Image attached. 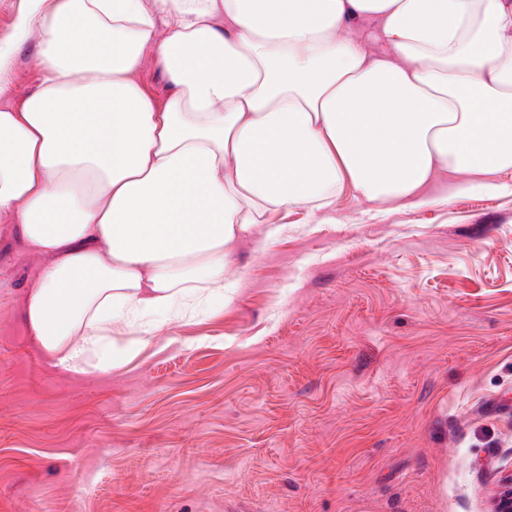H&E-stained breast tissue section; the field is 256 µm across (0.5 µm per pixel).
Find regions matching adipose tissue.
<instances>
[{"label":"adipose tissue","instance_id":"1","mask_svg":"<svg viewBox=\"0 0 512 512\" xmlns=\"http://www.w3.org/2000/svg\"><path fill=\"white\" fill-rule=\"evenodd\" d=\"M511 169L512 0H23L0 41V235L44 260L24 319L67 370L223 296L236 241L277 213L347 185L420 208L438 177ZM37 48V39L31 38L24 45L13 74L11 100L18 105L23 97L39 82L40 74L31 66L30 57ZM143 81L148 90L160 101H164L168 95L166 80L162 72L152 63L147 61Z\"/></svg>","mask_w":512,"mask_h":512}]
</instances>
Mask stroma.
I'll list each match as a JSON object with an SVG mask.
<instances>
[{"label": "stroma", "mask_w": 512, "mask_h": 512, "mask_svg": "<svg viewBox=\"0 0 512 512\" xmlns=\"http://www.w3.org/2000/svg\"><path fill=\"white\" fill-rule=\"evenodd\" d=\"M277 215L133 361L51 365L0 238V512H492L512 468V172Z\"/></svg>", "instance_id": "stroma-1"}]
</instances>
